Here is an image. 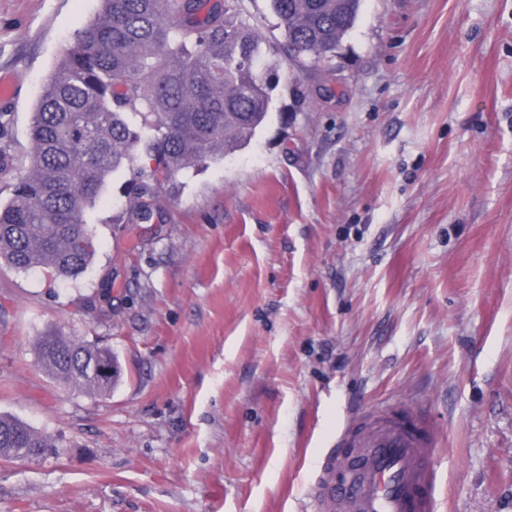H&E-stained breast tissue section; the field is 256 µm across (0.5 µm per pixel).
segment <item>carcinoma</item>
Masks as SVG:
<instances>
[{"label": "carcinoma", "instance_id": "carcinoma-1", "mask_svg": "<svg viewBox=\"0 0 512 512\" xmlns=\"http://www.w3.org/2000/svg\"><path fill=\"white\" fill-rule=\"evenodd\" d=\"M283 28V64L324 59L354 26L360 0H270ZM44 86L26 174L0 201V264L73 278L91 264L87 214L108 178L129 174V217L176 195L196 172L240 148L267 122L277 71L271 45L241 17V0H101ZM41 364L99 395L119 376L92 375L114 353L56 334L38 339ZM50 438L0 414V457L42 455Z\"/></svg>", "mask_w": 512, "mask_h": 512}]
</instances>
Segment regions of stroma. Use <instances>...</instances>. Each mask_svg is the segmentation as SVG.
Returning a JSON list of instances; mask_svg holds the SVG:
<instances>
[{
	"instance_id": "35a3bbf8",
	"label": "stroma",
	"mask_w": 512,
	"mask_h": 512,
	"mask_svg": "<svg viewBox=\"0 0 512 512\" xmlns=\"http://www.w3.org/2000/svg\"><path fill=\"white\" fill-rule=\"evenodd\" d=\"M100 11L0 0L1 199ZM126 180L80 276L0 265V413L57 445L0 458V512H320L321 453L392 402L436 434L439 512H512V0H361L158 221L113 223ZM52 332L112 349L110 394L40 366Z\"/></svg>"
}]
</instances>
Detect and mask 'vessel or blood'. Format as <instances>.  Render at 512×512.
<instances>
[{
  "label": "vessel or blood",
  "mask_w": 512,
  "mask_h": 512,
  "mask_svg": "<svg viewBox=\"0 0 512 512\" xmlns=\"http://www.w3.org/2000/svg\"><path fill=\"white\" fill-rule=\"evenodd\" d=\"M430 426L400 408L377 426L349 421L336 433L311 485L321 506L347 503L355 512H436L439 473Z\"/></svg>",
  "instance_id": "obj_1"
}]
</instances>
